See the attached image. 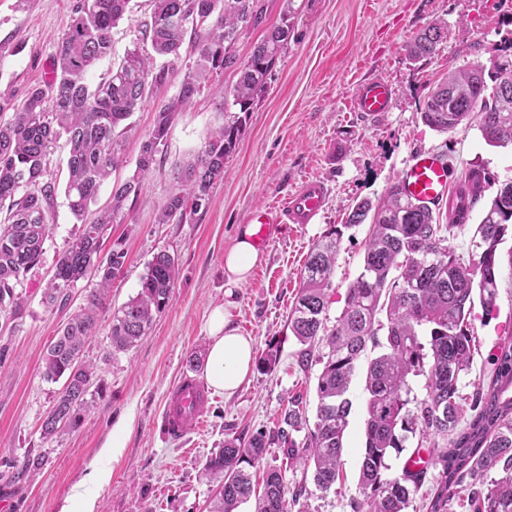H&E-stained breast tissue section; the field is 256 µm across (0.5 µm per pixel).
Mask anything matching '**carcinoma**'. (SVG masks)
Listing matches in <instances>:
<instances>
[{
	"instance_id": "1",
	"label": "carcinoma",
	"mask_w": 512,
	"mask_h": 512,
	"mask_svg": "<svg viewBox=\"0 0 512 512\" xmlns=\"http://www.w3.org/2000/svg\"><path fill=\"white\" fill-rule=\"evenodd\" d=\"M130 0H75L70 22L58 37L48 79L28 90L12 115L0 116V311L19 314L28 271L38 264L52 223L56 186L46 179L47 157L66 138L70 149L65 196L71 213L82 219L111 171L123 163L120 128L153 87L165 84L169 68H156L139 47L128 50L95 88L87 77L112 52L111 32L128 11ZM145 37L159 56L181 58L185 42L197 59L185 65L177 94L157 112L154 127L141 142L135 173L112 185L111 204L96 220L74 234L59 256L44 298L55 303L63 290L93 275L98 288L57 333L43 357V377L64 380L42 423L51 439L79 428L90 410L94 372L82 363L85 345L96 329L103 294L122 272L126 252L106 247L112 225L126 202L137 196L141 179L163 151L178 116L200 93L213 73L234 69L238 79L231 106L224 107V127L179 167L175 186L158 223L184 224L209 200L213 185L224 179V161L235 150L243 121L267 87L276 61L288 45L290 16L270 26L247 60L235 45L239 31L262 22L258 0H153ZM442 20L427 24L408 45L409 56L433 54L447 36ZM512 72V39L491 67L482 64L450 70L427 95L421 119L446 133L477 123L487 144L512 146V90L498 87L499 74ZM490 185L481 168H470L448 199V223L432 207L404 195L400 183L374 202L362 199L345 227L370 221L363 268L347 288L343 310L333 328L328 321V291L343 235L335 229L310 252L301 287L288 316V328L302 345L299 365H321L317 377L315 421L309 422L296 400L277 418V439L288 461L312 471L316 490L336 487L344 435L352 410L354 378L366 394L364 453L353 512H406L411 499L438 470V486L427 509L451 512H512V343L493 355V371L472 394H461V378L474 359L469 318L475 305L493 315L497 309L498 250L512 235V196L495 191L477 225L468 260L448 245L453 230L469 219ZM178 277V256L159 250L141 277L138 293L112 315V348L128 350L150 330L166 307ZM422 378V395L412 380ZM305 431L296 441L292 433ZM418 435L414 452L425 450L428 463L388 475L389 460L405 450L408 434ZM271 440L258 434L245 441L224 440L205 470L220 490L212 512H236L255 492L250 469L265 460ZM470 488L467 498L461 490ZM305 484L289 487L282 468L265 467L255 512H311Z\"/></svg>"
}]
</instances>
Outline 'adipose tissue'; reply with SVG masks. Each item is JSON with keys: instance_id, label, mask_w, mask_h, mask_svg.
Instances as JSON below:
<instances>
[{"instance_id": "ef3b65f1", "label": "adipose tissue", "mask_w": 512, "mask_h": 512, "mask_svg": "<svg viewBox=\"0 0 512 512\" xmlns=\"http://www.w3.org/2000/svg\"><path fill=\"white\" fill-rule=\"evenodd\" d=\"M260 260L261 254L249 241L247 233H240L235 244L224 254L227 298L233 297L235 288L247 280ZM208 334L207 380L217 392L232 394L252 366V340L237 332L227 304L212 309L208 319Z\"/></svg>"}]
</instances>
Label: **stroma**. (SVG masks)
<instances>
[{
  "label": "stroma",
  "mask_w": 512,
  "mask_h": 512,
  "mask_svg": "<svg viewBox=\"0 0 512 512\" xmlns=\"http://www.w3.org/2000/svg\"><path fill=\"white\" fill-rule=\"evenodd\" d=\"M74 0H0V103L20 104L29 88L42 84L56 40L70 21ZM263 23L244 29L236 45L246 59L266 27L292 11L294 35L278 59L266 90L243 124L236 149L224 166V179L209 201L184 224H161L157 216L174 186L176 164L200 151L224 124V103L217 86L232 89V70L215 75L172 127L163 156L144 178L140 194L128 201L110 242L127 253L98 314L95 336L83 359L93 366L96 405L80 428L44 439L41 423L63 385L42 376L46 349L68 318L96 288L93 277L68 288L55 305L43 302L44 288L59 255L77 232L64 193L53 202L54 222L40 262L23 284L19 319L0 312V501L12 512H60L75 493L96 495V512H209L216 485L205 471L207 458L225 438L272 433L290 400L315 415L318 367L298 364L299 343L288 328V312L300 286V274L313 245L336 226L344 232L329 292V319L344 307L346 291L360 274L362 224L345 228L357 201L381 199L412 155H445L456 173L484 169L492 186L512 181V147H493L476 125L442 134L421 120L424 100L448 69L489 64L512 37V0H259ZM152 0H131L130 10L112 31V56L89 75L97 84L134 43L143 41ZM448 24L437 51L411 59L406 47L429 21ZM184 74L174 63L164 86L149 92L131 116L123 136L125 164L114 173L133 174L140 144L153 128L160 107L173 97ZM382 79L394 89L390 112L364 120L350 109L354 87ZM317 177L328 188L323 212L313 224H286L248 280L237 288L231 310L239 333L251 337L255 357L278 351L272 370L252 366L232 396L210 394L204 424L184 441L160 433L166 397L185 369L204 377L208 316L224 302V254L235 243L244 214L256 206L279 208L304 179ZM177 252L179 277L168 306L150 333L132 349L117 351L109 335L112 314L140 288V278L161 248ZM498 309L485 317L475 309L471 326L476 341L472 369L462 380L464 393L492 372L491 357L512 342V237L499 248ZM353 407L344 437L343 477L333 492L312 491L311 512H351L364 447L365 394L351 388ZM133 416L119 462L102 453L112 429ZM44 459L41 470L20 475L26 457ZM111 469L101 489L85 485L92 467Z\"/></svg>",
  "instance_id": "obj_1"
}]
</instances>
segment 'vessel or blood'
Masks as SVG:
<instances>
[{
  "label": "vessel or blood",
  "mask_w": 512,
  "mask_h": 512,
  "mask_svg": "<svg viewBox=\"0 0 512 512\" xmlns=\"http://www.w3.org/2000/svg\"><path fill=\"white\" fill-rule=\"evenodd\" d=\"M394 91L391 84L373 79L357 85L352 97L353 111L367 116H380L390 111ZM451 173L443 155L431 152L415 154L408 167L400 174V184L405 195L412 200L439 202L447 199ZM327 189L317 178L305 181L288 199L282 212L267 207L252 208L243 220L249 229V239L261 250L268 249L281 224H311L324 208ZM208 399L206 385L197 376L182 374L179 382L168 394L163 416V436L172 441L183 439L198 429L201 409Z\"/></svg>",
  "instance_id": "1"
}]
</instances>
